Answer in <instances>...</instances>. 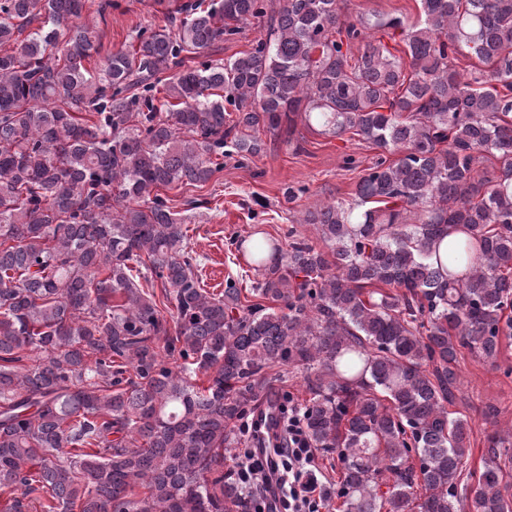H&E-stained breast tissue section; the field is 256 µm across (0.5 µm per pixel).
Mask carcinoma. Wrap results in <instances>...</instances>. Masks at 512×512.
<instances>
[{"label":"carcinoma","instance_id":"1","mask_svg":"<svg viewBox=\"0 0 512 512\" xmlns=\"http://www.w3.org/2000/svg\"><path fill=\"white\" fill-rule=\"evenodd\" d=\"M84 2L0 0V512H251L224 452L283 443L239 432L282 367L309 399L275 406L337 453L344 512H512L496 436L464 504L467 420L448 416L458 349L512 340V0L372 23L274 0L266 39L164 80L263 0L190 4L98 73L70 24ZM300 124L401 157L296 219L319 246L235 236L260 279L208 291L162 191Z\"/></svg>","mask_w":512,"mask_h":512}]
</instances>
